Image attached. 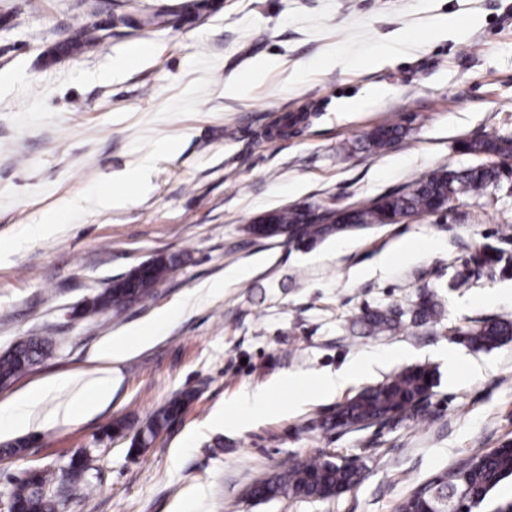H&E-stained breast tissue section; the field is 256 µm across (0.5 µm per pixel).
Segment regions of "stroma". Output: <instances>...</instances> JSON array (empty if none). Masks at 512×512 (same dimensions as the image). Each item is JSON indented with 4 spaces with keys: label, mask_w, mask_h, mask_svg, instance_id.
Returning <instances> with one entry per match:
<instances>
[{
    "label": "stroma",
    "mask_w": 512,
    "mask_h": 512,
    "mask_svg": "<svg viewBox=\"0 0 512 512\" xmlns=\"http://www.w3.org/2000/svg\"><path fill=\"white\" fill-rule=\"evenodd\" d=\"M125 2L0 0V352L53 337L49 355L0 390V406L55 376L112 374V401L93 416L51 420L69 391L41 404L28 447L0 457V512L26 471L81 449L98 479L71 512H396L420 482L512 447V341L476 349L460 336L512 320V185L311 246L248 230L287 206L367 203L476 164L461 140L512 136V0H212L201 18L162 0L175 9L162 28L118 27L91 49L59 51L90 5L104 23ZM443 16L466 36L432 35ZM381 51L383 67L358 66ZM236 81L242 94L227 95ZM349 94L372 103L339 111ZM289 112L310 122L279 136ZM386 123L405 137L366 151ZM141 170L144 188L101 206ZM50 216L53 232L32 236ZM402 241L415 251L393 259ZM170 255L182 266L152 300L81 316L115 277ZM235 267L246 277L229 278ZM432 289L438 324L407 321L382 336L353 325ZM175 305L150 344L99 358L103 341ZM367 355L370 367L319 392L321 376ZM412 365L435 377L425 417L328 425L338 404ZM185 389L195 401L151 447L133 454L128 440L104 438L113 419L139 426ZM255 390L269 393L263 414L236 408ZM319 455L355 461L363 481L326 499L246 497L252 482Z\"/></svg>",
    "instance_id": "35a3bbf8"
}]
</instances>
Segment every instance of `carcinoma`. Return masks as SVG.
Wrapping results in <instances>:
<instances>
[{
  "instance_id": "cac0c4a2",
  "label": "carcinoma",
  "mask_w": 512,
  "mask_h": 512,
  "mask_svg": "<svg viewBox=\"0 0 512 512\" xmlns=\"http://www.w3.org/2000/svg\"><path fill=\"white\" fill-rule=\"evenodd\" d=\"M167 12L162 8L140 9L137 27L160 28L166 23ZM103 28L93 22L81 25L74 38L63 49L78 52L100 43ZM309 118L308 113H289L280 118L279 132L288 134ZM405 131L399 124H384L374 129L367 138V149L377 152L399 142ZM461 148L480 156L479 164L462 169H437L400 190L370 201L346 212L340 218L330 210L303 211L298 206L277 209L267 213L271 223L250 225L249 232L261 238L294 237L298 242L315 243L333 233L345 232V227L366 228L374 224H388L396 214H426L437 212L438 200L482 198L494 185L500 183L499 163L512 159V137L500 136L480 140H464ZM180 264L176 258L154 261L145 269L134 268L112 280V287L84 305L82 313L92 316L101 313L109 304L126 306L153 298L156 285L174 272ZM442 306L434 292L423 293L407 311L398 309L365 311L355 324L367 335L394 331L403 324V318L423 326L438 321ZM468 344L493 347L512 340V321L488 319L481 325L459 331ZM49 336H28L16 341L0 353V387L10 386L30 371L48 354ZM435 387L433 373L426 367L403 369L389 380L361 391L354 398L336 407L333 415L340 428L360 429L384 425L412 415L422 416L430 403ZM194 395L184 391L161 406L134 435L131 447L148 445L160 433L167 431L173 420L184 414ZM71 468L69 481L60 486V478L51 469L28 470L16 484L11 496L13 512H57L60 507L56 489L63 488V496L71 501L93 488V475L85 456L78 454L68 460ZM512 476V448H496L469 459L463 465L418 484L412 494L398 506V512H459L465 506L477 509L488 493L502 480ZM362 468L355 463L333 457L297 460L249 487L250 497L267 501L276 497L324 499L333 497L360 482Z\"/></svg>"
}]
</instances>
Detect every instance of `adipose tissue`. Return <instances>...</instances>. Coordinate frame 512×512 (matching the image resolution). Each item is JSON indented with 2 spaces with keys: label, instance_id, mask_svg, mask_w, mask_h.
<instances>
[{
  "label": "adipose tissue",
  "instance_id": "1",
  "mask_svg": "<svg viewBox=\"0 0 512 512\" xmlns=\"http://www.w3.org/2000/svg\"><path fill=\"white\" fill-rule=\"evenodd\" d=\"M172 316V311H165L150 322L141 324L128 335L106 340L99 347L100 358L105 360L123 358L131 350L148 343ZM68 389L76 390L77 400L57 408L54 413L55 418L66 421L91 415L110 404L112 376L105 371L100 376L80 383L75 382L73 378L64 376L43 382L33 391L0 407V432L28 430L35 422L38 406L48 397Z\"/></svg>",
  "mask_w": 512,
  "mask_h": 512
}]
</instances>
